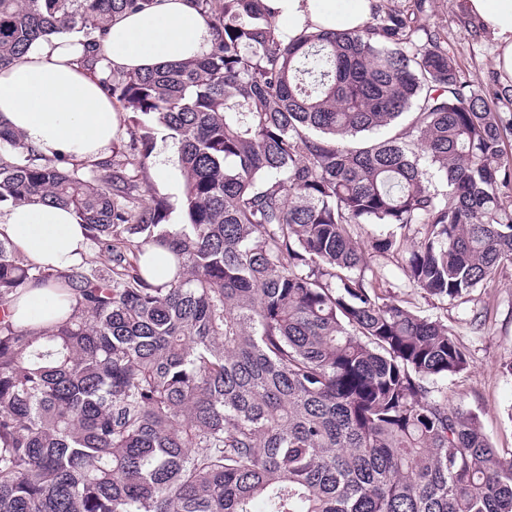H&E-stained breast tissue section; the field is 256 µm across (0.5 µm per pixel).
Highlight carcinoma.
<instances>
[{"mask_svg": "<svg viewBox=\"0 0 512 512\" xmlns=\"http://www.w3.org/2000/svg\"><path fill=\"white\" fill-rule=\"evenodd\" d=\"M153 4L0 0V71ZM197 4L216 34L199 58H80L128 114L105 160L60 167L0 121V205L70 207L105 257L41 266L0 239V512H512V457L429 387L464 347L368 276L351 234L416 227L405 276L442 301L512 265V86L462 80L434 0L291 43L267 0ZM455 23L484 37L461 7ZM161 128L181 224L150 185ZM29 286L69 293L68 316L15 324Z\"/></svg>", "mask_w": 512, "mask_h": 512, "instance_id": "1", "label": "carcinoma"}]
</instances>
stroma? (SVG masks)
<instances>
[{
	"mask_svg": "<svg viewBox=\"0 0 512 512\" xmlns=\"http://www.w3.org/2000/svg\"><path fill=\"white\" fill-rule=\"evenodd\" d=\"M461 2L436 0L432 20L447 34L462 79L481 87L494 73V43L486 37L471 40L458 29L454 14ZM151 158L162 161L168 168L166 180L156 183L155 188L173 206L170 223H182L179 207L182 177L177 150L166 131L158 132ZM366 261L370 271L392 286L399 300L422 315L442 320L464 346L468 368L446 381L431 380L430 385L447 396L450 408L479 415L494 447L501 455L512 454V373L504 368L505 362L512 360V266L469 297L447 302L414 288L403 274L400 255L370 250ZM476 313L483 317L478 327L471 323Z\"/></svg>",
	"mask_w": 512,
	"mask_h": 512,
	"instance_id": "obj_1",
	"label": "stroma"
}]
</instances>
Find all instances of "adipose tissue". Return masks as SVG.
<instances>
[{
	"label": "adipose tissue",
	"instance_id": "adipose-tissue-1",
	"mask_svg": "<svg viewBox=\"0 0 512 512\" xmlns=\"http://www.w3.org/2000/svg\"><path fill=\"white\" fill-rule=\"evenodd\" d=\"M285 41L304 31L358 28L372 0H271ZM469 17L495 44L493 66L512 84V0H466ZM76 34L37 40L0 71V119L43 156L85 164L104 160L122 134L121 114L97 76L81 67ZM213 24L196 0H156L148 10L116 16L96 49L113 67L147 71L166 62L208 52ZM0 238L29 260L57 268L72 266L86 249L85 231L74 213L51 204L19 205L0 213ZM16 323L41 327L61 318V298L47 288L25 289L10 303Z\"/></svg>",
	"mask_w": 512,
	"mask_h": 512
}]
</instances>
